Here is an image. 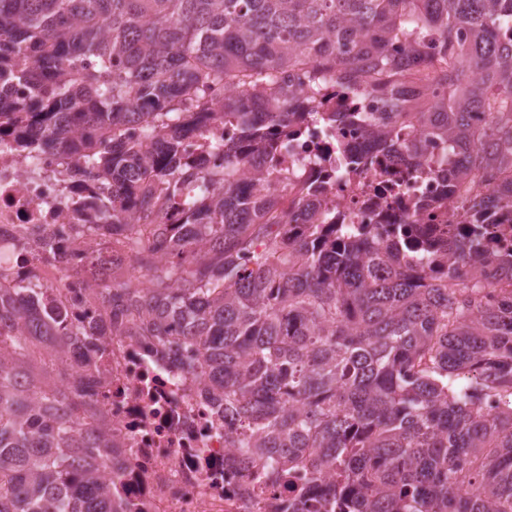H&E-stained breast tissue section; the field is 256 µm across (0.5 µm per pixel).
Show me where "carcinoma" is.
<instances>
[{"label": "carcinoma", "instance_id": "carcinoma-1", "mask_svg": "<svg viewBox=\"0 0 512 512\" xmlns=\"http://www.w3.org/2000/svg\"><path fill=\"white\" fill-rule=\"evenodd\" d=\"M507 31L512 0H0V135L105 183L90 244H127L134 271L91 288L103 317L81 326L0 274V512H138L112 436L68 411L85 397L68 354L90 371L132 333L191 354L180 366L233 422L224 446L291 486L285 512H512V288L492 302L482 275L512 284V258L482 244L512 209ZM336 83L382 90L387 111L336 109ZM427 86L446 94L429 104ZM314 115L419 165L423 143L452 142L438 177L475 183L464 234L404 222L383 239L336 223L320 183L265 188ZM217 122L236 136L211 143L212 186L185 142Z\"/></svg>", "mask_w": 512, "mask_h": 512}]
</instances>
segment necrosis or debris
I'll list each match as a JSON object with an SVG mask.
<instances>
[{
	"instance_id": "4bbe7bcc",
	"label": "necrosis or debris",
	"mask_w": 512,
	"mask_h": 512,
	"mask_svg": "<svg viewBox=\"0 0 512 512\" xmlns=\"http://www.w3.org/2000/svg\"><path fill=\"white\" fill-rule=\"evenodd\" d=\"M339 142L358 155L369 152L363 129L347 125L331 136L317 133L293 142L275 163L287 170L289 181H323L341 223L369 224L384 236L404 219L439 233L459 231L474 186L461 182L443 194L435 175L442 146L429 144V163L420 168L395 158L329 177L319 157ZM95 190L93 182L66 171L58 155H24L13 138L0 139V267L17 281L39 275L45 298L87 323L98 319L86 300L88 279L108 285L114 272L128 267L123 247L91 251L76 229L79 202ZM422 199L430 201L428 210L417 209ZM36 224L51 233L53 253L22 249L21 236ZM151 347L147 336L111 337L98 354L95 385L86 396L125 452L123 495L143 512H279L282 489L254 485L237 472L224 445V415L204 394L200 373L153 360Z\"/></svg>"
}]
</instances>
